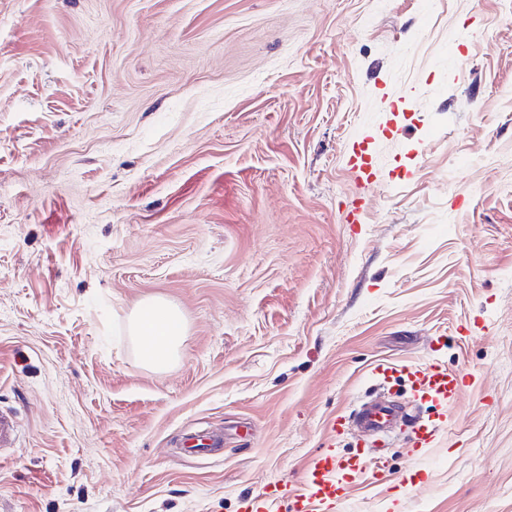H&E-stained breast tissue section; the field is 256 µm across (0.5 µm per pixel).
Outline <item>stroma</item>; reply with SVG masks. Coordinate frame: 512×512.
<instances>
[{
	"label": "stroma",
	"instance_id": "1",
	"mask_svg": "<svg viewBox=\"0 0 512 512\" xmlns=\"http://www.w3.org/2000/svg\"><path fill=\"white\" fill-rule=\"evenodd\" d=\"M434 362L346 512H512V0H0V512H237ZM145 310L150 314L144 316ZM130 335L139 341L144 363L153 369H164L181 348L185 336L184 321L178 309L154 300L132 318ZM376 373L382 387L396 381L403 382L411 392L417 410L411 413L405 408L404 414H399L394 405L377 397L355 408L348 416L334 418L328 426L330 433L340 436L353 430L359 436H375L386 434L389 428L400 424L408 429V445L413 451L434 447L440 429L448 421V408L462 393L464 374L461 371H450L439 363L424 367L382 364L377 367ZM424 404L432 406L433 417L425 419L420 415V408Z\"/></svg>",
	"mask_w": 512,
	"mask_h": 512
}]
</instances>
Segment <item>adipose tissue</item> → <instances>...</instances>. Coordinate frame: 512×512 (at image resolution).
<instances>
[{
	"label": "adipose tissue",
	"mask_w": 512,
	"mask_h": 512,
	"mask_svg": "<svg viewBox=\"0 0 512 512\" xmlns=\"http://www.w3.org/2000/svg\"><path fill=\"white\" fill-rule=\"evenodd\" d=\"M130 334L140 343L144 363L154 369L167 367L178 355L185 336L183 318L175 307L161 300L146 304L130 322Z\"/></svg>",
	"instance_id": "1"
}]
</instances>
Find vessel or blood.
Here are the masks:
<instances>
[{"instance_id":"b4317fda","label":"vessel or blood","mask_w":512,"mask_h":512,"mask_svg":"<svg viewBox=\"0 0 512 512\" xmlns=\"http://www.w3.org/2000/svg\"><path fill=\"white\" fill-rule=\"evenodd\" d=\"M376 373L383 385L403 382L417 407L432 406V417L423 418L418 411L398 412L394 405L377 398L365 402L349 415L334 418L328 426L335 436L352 430L359 433L353 454L342 456L335 449H324L310 461L300 489L291 491L284 485H270L262 497L240 498L238 512H280V502L286 497L293 500L292 512H327L330 506L349 497L356 480L373 470L386 471L384 453L374 437L387 433L394 425L406 428L408 445L414 451L436 445L448 420V409L463 390V373L439 363L424 367L384 364L377 367Z\"/></svg>"}]
</instances>
